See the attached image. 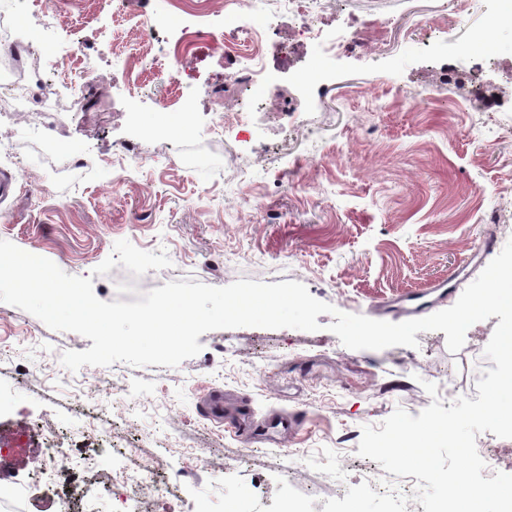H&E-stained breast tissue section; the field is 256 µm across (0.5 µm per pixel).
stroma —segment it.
Instances as JSON below:
<instances>
[{"label": "stroma", "mask_w": 512, "mask_h": 512, "mask_svg": "<svg viewBox=\"0 0 512 512\" xmlns=\"http://www.w3.org/2000/svg\"><path fill=\"white\" fill-rule=\"evenodd\" d=\"M502 0H331L329 29L377 21L378 51L321 57L307 65L324 78L297 89L291 70L272 67L276 92L300 103L296 122L272 112L250 131L224 124V57L202 50L175 69L177 93L154 78L178 31L155 26L140 51L135 22L154 24L158 0H143L137 21L113 16L108 0H44L51 30L28 11L13 20L21 48L35 50V70L0 68V82L26 85L60 71L77 50L82 76L59 83L39 120L0 125V140L39 165L0 160L15 178L0 198V240L92 277L97 298L118 300V284L146 292L190 278L214 287L240 279L303 283L339 311L391 323L407 321L396 301L463 274L450 292L416 312L453 306L487 266L485 236L512 238V106L488 108L473 95L495 83L512 61V14ZM487 41L472 40L486 24ZM457 57L455 82L436 101L412 110L401 99L435 79ZM82 103L68 109L70 95ZM165 111L152 133L150 116ZM138 149L114 183L112 153ZM80 158L84 168L68 169ZM166 252L169 267L134 277L123 266L96 267L119 240ZM242 327L199 336L202 351L178 367L83 366L60 358L83 351L84 336L47 327L0 302V440L28 481L35 512H57V498L91 488L89 512H111L109 477L125 464L159 461L167 493L129 500L135 512H281L288 499L303 512H408L405 478L360 457L363 426H379L396 408L411 415L432 402L425 383L475 388L490 365L484 349L498 317L473 324L450 352L441 331L417 333V346L351 350L330 331ZM224 392L256 417L298 412L288 442L250 444L203 409ZM76 444L91 468L53 478L30 472L27 443Z\"/></svg>", "instance_id": "obj_1"}]
</instances>
